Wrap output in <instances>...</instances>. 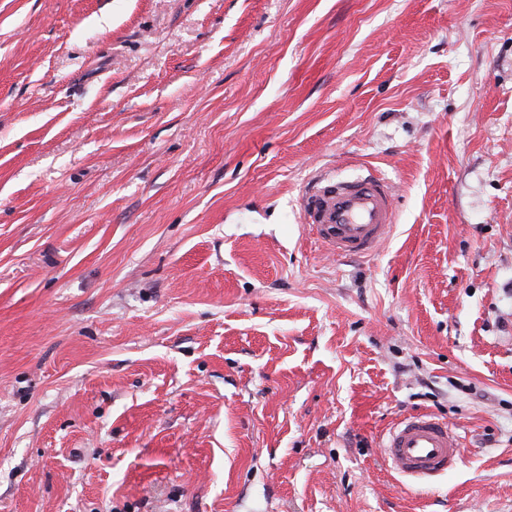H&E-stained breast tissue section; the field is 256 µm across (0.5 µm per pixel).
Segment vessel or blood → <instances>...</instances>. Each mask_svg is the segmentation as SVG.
I'll return each instance as SVG.
<instances>
[{
	"label": "vessel or blood",
	"mask_w": 512,
	"mask_h": 512,
	"mask_svg": "<svg viewBox=\"0 0 512 512\" xmlns=\"http://www.w3.org/2000/svg\"><path fill=\"white\" fill-rule=\"evenodd\" d=\"M302 207L312 238L339 255H374L396 220L393 186L373 174L354 181L316 176L303 196ZM384 457L397 472L426 483L456 467L463 450L447 423L428 415H412L391 432Z\"/></svg>",
	"instance_id": "1"
}]
</instances>
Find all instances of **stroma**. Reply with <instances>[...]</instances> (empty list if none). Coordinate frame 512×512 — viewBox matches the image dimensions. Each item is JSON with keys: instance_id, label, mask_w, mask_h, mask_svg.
Listing matches in <instances>:
<instances>
[{"instance_id": "obj_1", "label": "stroma", "mask_w": 512, "mask_h": 512, "mask_svg": "<svg viewBox=\"0 0 512 512\" xmlns=\"http://www.w3.org/2000/svg\"><path fill=\"white\" fill-rule=\"evenodd\" d=\"M0 512H512V0H0ZM302 207L312 238L339 255H374L396 220L393 186L373 174L354 181L316 176ZM383 448L386 461L397 472L420 483L456 467L464 452L448 424L428 415H411L399 422Z\"/></svg>"}]
</instances>
